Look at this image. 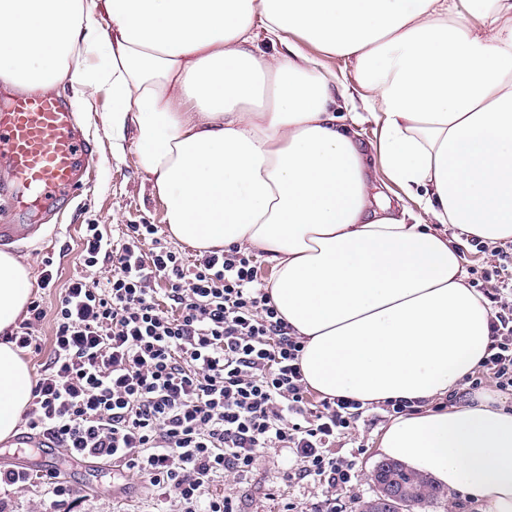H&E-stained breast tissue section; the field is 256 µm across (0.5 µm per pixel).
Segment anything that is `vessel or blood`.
<instances>
[{"label":"vessel or blood","mask_w":512,"mask_h":512,"mask_svg":"<svg viewBox=\"0 0 512 512\" xmlns=\"http://www.w3.org/2000/svg\"><path fill=\"white\" fill-rule=\"evenodd\" d=\"M0 112V198L21 213H56V202L86 186L87 142L70 104L52 94H14Z\"/></svg>","instance_id":"vessel-or-blood-1"}]
</instances>
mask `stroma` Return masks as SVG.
I'll return each instance as SVG.
<instances>
[{
  "label": "stroma",
  "mask_w": 512,
  "mask_h": 512,
  "mask_svg": "<svg viewBox=\"0 0 512 512\" xmlns=\"http://www.w3.org/2000/svg\"><path fill=\"white\" fill-rule=\"evenodd\" d=\"M104 97H97L95 109L78 112L79 133L93 147L88 157L96 170V180L78 196L62 200L60 212L40 234H32L24 225L26 215H14L0 208V224H19L23 230L13 240L11 252L21 256L29 266L32 298L46 311H53L58 297L69 281L87 283L101 280L107 267H85L81 256L85 225H99L109 240H120L130 224H154L162 241L170 236L164 222L161 202L152 195L150 185L139 171L134 156L118 162L112 157V143L105 135L101 113ZM51 268L53 280L43 285L42 270ZM390 421L387 413L374 406L363 413L355 431L342 450L354 463L355 479L350 500H366L375 494L371 475L379 462L378 441ZM58 466L68 476L78 497L72 512H152L154 505L150 485L144 480L128 478L110 463L72 458L60 452ZM289 461L284 453L268 450L261 454L254 469L237 478H225L226 491L234 493L239 512H284L286 504L295 503L305 512H313L325 498V490L310 480L288 481L283 477Z\"/></svg>",
  "instance_id": "35a3bbf8"
}]
</instances>
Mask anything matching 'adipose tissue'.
I'll return each instance as SVG.
<instances>
[{
  "label": "adipose tissue",
  "instance_id": "adipose-tissue-1",
  "mask_svg": "<svg viewBox=\"0 0 512 512\" xmlns=\"http://www.w3.org/2000/svg\"><path fill=\"white\" fill-rule=\"evenodd\" d=\"M261 36L280 51L257 54ZM323 54L348 58L351 77ZM0 85H64L88 112L106 93L112 156L134 155L170 236L268 255L308 385L416 401L379 456L475 512H512V411L463 394L492 310L460 258L463 236L512 238V0H0ZM340 107L379 122L384 176L431 223L379 205ZM31 294L28 267L0 250V442L31 401L30 368L3 340Z\"/></svg>",
  "mask_w": 512,
  "mask_h": 512
}]
</instances>
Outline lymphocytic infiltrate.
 <instances>
[{"instance_id":"f902f5d3","label":"lymphocytic infiltrate","mask_w":512,"mask_h":512,"mask_svg":"<svg viewBox=\"0 0 512 512\" xmlns=\"http://www.w3.org/2000/svg\"><path fill=\"white\" fill-rule=\"evenodd\" d=\"M154 224H130L120 242L89 224L85 266L110 267L105 283L70 282L53 312L31 302L12 332L35 349L34 328L53 321L50 361L37 373L29 429L77 459L118 463L179 512H238L233 494H208L218 479L251 471L264 450H287V479L325 485L323 512L353 467L338 452L363 407L347 397L314 399L300 365L303 342L258 286L253 251L231 246L193 261L158 246ZM491 259L472 286L493 306L489 343L469 390L512 392V241L471 239Z\"/></svg>"}]
</instances>
